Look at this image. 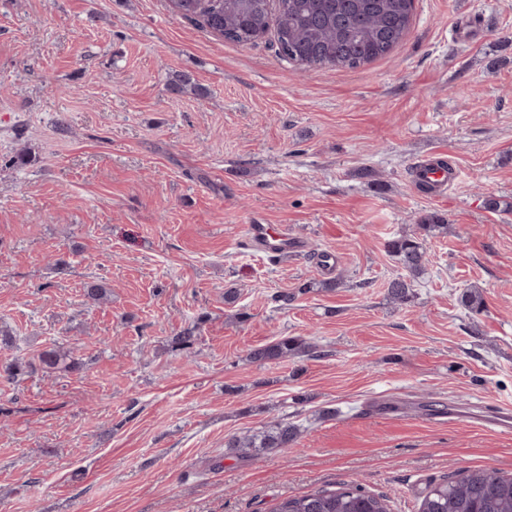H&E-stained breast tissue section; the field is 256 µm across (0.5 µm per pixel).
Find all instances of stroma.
I'll return each mask as SVG.
<instances>
[{"label":"stroma","mask_w":512,"mask_h":512,"mask_svg":"<svg viewBox=\"0 0 512 512\" xmlns=\"http://www.w3.org/2000/svg\"><path fill=\"white\" fill-rule=\"evenodd\" d=\"M182 75L204 95L171 94ZM439 152L460 177L427 196L411 166ZM425 211L448 230L399 305L386 245ZM254 223L307 247L255 251ZM0 330L23 365L0 512H275L346 484L418 512L459 470L512 474V0H414L389 55L305 73L168 0H0ZM283 336L316 350L250 359ZM53 344L82 370L35 368ZM280 418L294 449L227 453Z\"/></svg>","instance_id":"stroma-1"}]
</instances>
